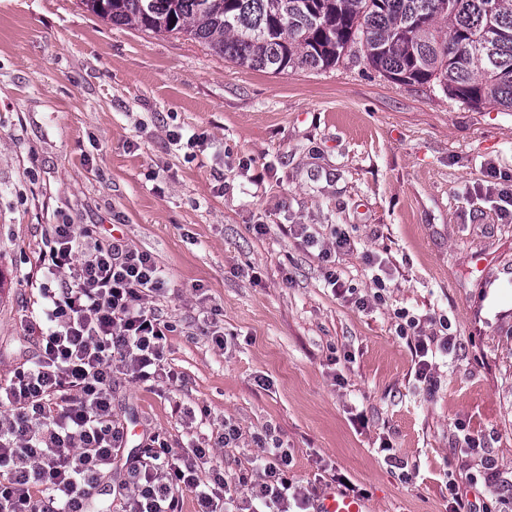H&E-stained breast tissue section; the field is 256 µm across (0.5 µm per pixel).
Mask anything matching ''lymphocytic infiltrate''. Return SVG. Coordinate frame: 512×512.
<instances>
[{
	"label": "lymphocytic infiltrate",
	"mask_w": 512,
	"mask_h": 512,
	"mask_svg": "<svg viewBox=\"0 0 512 512\" xmlns=\"http://www.w3.org/2000/svg\"><path fill=\"white\" fill-rule=\"evenodd\" d=\"M39 266L42 355L0 386V512H89L103 478L126 444L112 417V373L136 384L164 378L175 324L156 304L167 292L162 270L145 251L73 224H48ZM258 469L238 484L250 508H308L314 487L288 477L289 454L255 437ZM195 492L199 512H224L234 493L212 449L180 456L149 434L137 460L112 486L122 512H181L179 492Z\"/></svg>",
	"instance_id": "f902f5d3"
}]
</instances>
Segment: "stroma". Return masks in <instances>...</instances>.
Returning <instances> with one entry per match:
<instances>
[{
    "mask_svg": "<svg viewBox=\"0 0 512 512\" xmlns=\"http://www.w3.org/2000/svg\"><path fill=\"white\" fill-rule=\"evenodd\" d=\"M512 177V112L388 80L363 60L274 74L176 35L115 25L80 0H0V384L35 361L47 224L96 226L150 253L176 321V383L112 382L135 457L223 423L224 477L272 432L320 492L347 476L370 512H512V222L485 195ZM342 233L336 267L289 232ZM370 298L359 309L354 296ZM455 346L420 381L403 316ZM226 346L201 335L203 317ZM476 449H469L468 439ZM390 445L404 468L381 450ZM493 461L504 486L479 476Z\"/></svg>",
    "mask_w": 512,
    "mask_h": 512,
    "instance_id": "1",
    "label": "stroma"
}]
</instances>
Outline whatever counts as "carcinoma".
I'll return each instance as SVG.
<instances>
[{
  "label": "carcinoma",
  "instance_id": "1",
  "mask_svg": "<svg viewBox=\"0 0 512 512\" xmlns=\"http://www.w3.org/2000/svg\"><path fill=\"white\" fill-rule=\"evenodd\" d=\"M116 25L184 34L240 68L379 75L512 111V0H81Z\"/></svg>",
  "mask_w": 512,
  "mask_h": 512
}]
</instances>
